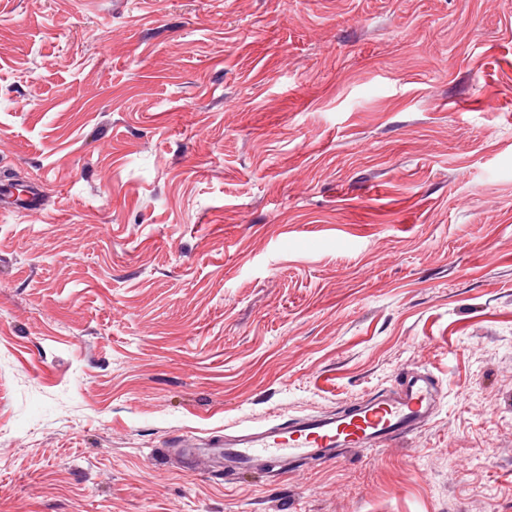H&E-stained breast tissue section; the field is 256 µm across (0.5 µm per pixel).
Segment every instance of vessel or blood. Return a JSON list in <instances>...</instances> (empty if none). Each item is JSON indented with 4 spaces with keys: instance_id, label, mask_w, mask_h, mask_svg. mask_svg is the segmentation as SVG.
<instances>
[{
    "instance_id": "obj_1",
    "label": "vessel or blood",
    "mask_w": 512,
    "mask_h": 512,
    "mask_svg": "<svg viewBox=\"0 0 512 512\" xmlns=\"http://www.w3.org/2000/svg\"><path fill=\"white\" fill-rule=\"evenodd\" d=\"M37 188L15 191L0 188V209L16 211L35 203ZM437 389L429 377L404 375L395 392L370 395L333 414L309 416L215 440L212 447L197 448L182 441L178 453L186 467L204 472L211 463L225 469L252 472L270 464L317 459L333 462L345 450L387 446L401 436L427 425L437 407Z\"/></svg>"
}]
</instances>
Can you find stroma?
<instances>
[{"mask_svg": "<svg viewBox=\"0 0 512 512\" xmlns=\"http://www.w3.org/2000/svg\"><path fill=\"white\" fill-rule=\"evenodd\" d=\"M0 512H512V0H0ZM433 376L276 477L197 443ZM38 196L36 187L21 192L15 191L13 188L2 185L0 189V209L6 211L26 210L28 206H32Z\"/></svg>", "mask_w": 512, "mask_h": 512, "instance_id": "obj_1", "label": "stroma"}]
</instances>
